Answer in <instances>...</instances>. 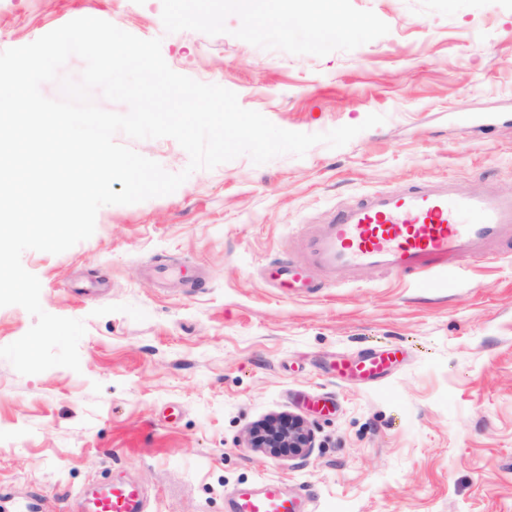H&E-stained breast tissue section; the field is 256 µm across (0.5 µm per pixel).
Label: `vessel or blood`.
<instances>
[{
    "label": "vessel or blood",
    "instance_id": "obj_1",
    "mask_svg": "<svg viewBox=\"0 0 512 512\" xmlns=\"http://www.w3.org/2000/svg\"><path fill=\"white\" fill-rule=\"evenodd\" d=\"M512 239V194L464 190L450 179L429 180L405 191L368 193L336 209L329 221L302 235L300 259L268 266L270 286L310 292L315 279L354 280L373 268L412 276L419 287L459 262L487 259ZM388 356L372 354L340 372L359 378L381 374ZM80 512H150L144 487L115 479L79 494ZM226 512H314L306 492L291 495L278 481L244 484L226 500Z\"/></svg>",
    "mask_w": 512,
    "mask_h": 512
}]
</instances>
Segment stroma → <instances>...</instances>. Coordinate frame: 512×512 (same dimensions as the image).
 Listing matches in <instances>:
<instances>
[{
    "instance_id": "35a3bbf8",
    "label": "stroma",
    "mask_w": 512,
    "mask_h": 512,
    "mask_svg": "<svg viewBox=\"0 0 512 512\" xmlns=\"http://www.w3.org/2000/svg\"><path fill=\"white\" fill-rule=\"evenodd\" d=\"M349 30L247 20L223 0H0V51L81 17L157 38L167 65L294 132L383 124L347 145L199 169L172 194L107 205L60 254L22 255L43 309L83 320L80 371L0 359V512L121 473L156 512H224L239 485L310 487L317 512H512V253L430 288L373 269L304 296L262 268L329 211L430 179L512 192V0H340ZM116 143L185 170L170 137ZM170 265L157 281L151 267ZM393 349L380 377L334 368ZM300 415L305 458L248 448L253 424Z\"/></svg>"
}]
</instances>
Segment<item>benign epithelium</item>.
Segmentation results:
<instances>
[{
  "instance_id": "benign-epithelium-1",
  "label": "benign epithelium",
  "mask_w": 512,
  "mask_h": 512,
  "mask_svg": "<svg viewBox=\"0 0 512 512\" xmlns=\"http://www.w3.org/2000/svg\"><path fill=\"white\" fill-rule=\"evenodd\" d=\"M247 445L272 457L299 458L316 447L311 425L300 416L271 417L249 432Z\"/></svg>"
}]
</instances>
